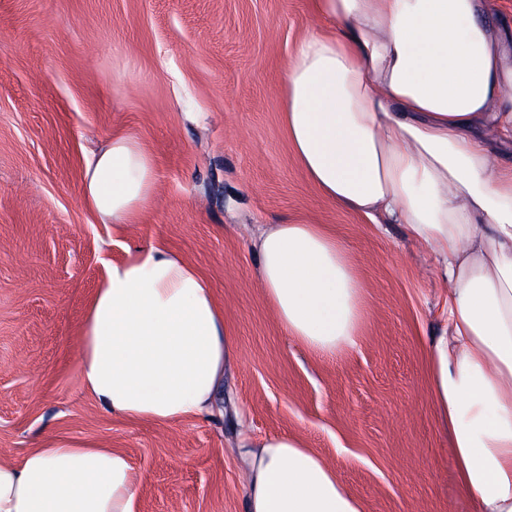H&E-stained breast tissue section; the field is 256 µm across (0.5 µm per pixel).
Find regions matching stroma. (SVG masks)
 <instances>
[{
	"instance_id": "stroma-1",
	"label": "stroma",
	"mask_w": 512,
	"mask_h": 512,
	"mask_svg": "<svg viewBox=\"0 0 512 512\" xmlns=\"http://www.w3.org/2000/svg\"><path fill=\"white\" fill-rule=\"evenodd\" d=\"M311 0H0V453L48 438L125 453L135 512H246L240 433L288 434L362 512H475L432 401L426 352L448 312L432 257L402 225L338 209L309 183L283 122L284 64ZM152 155L157 192L133 224L82 202L112 136ZM332 228L363 283L356 347L286 336L246 230ZM161 246L210 282L236 353L216 416L131 421L83 392L86 307L109 262Z\"/></svg>"
}]
</instances>
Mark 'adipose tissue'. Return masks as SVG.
I'll return each mask as SVG.
<instances>
[{"label": "adipose tissue", "mask_w": 512, "mask_h": 512, "mask_svg": "<svg viewBox=\"0 0 512 512\" xmlns=\"http://www.w3.org/2000/svg\"><path fill=\"white\" fill-rule=\"evenodd\" d=\"M317 25L285 63L283 120L310 184L338 208L403 225L448 284L428 350L439 423L476 512H512V30L489 0H312ZM154 160L116 135L82 198L102 223L152 201ZM256 276L287 335L334 355L358 342L361 282L322 224H266ZM233 342L210 283L178 254L136 249L109 267L79 345L83 390L112 414L168 423L214 412ZM246 512H362L300 439L242 436ZM120 451L50 439L0 460V512H135Z\"/></svg>", "instance_id": "ef3b65f1"}]
</instances>
